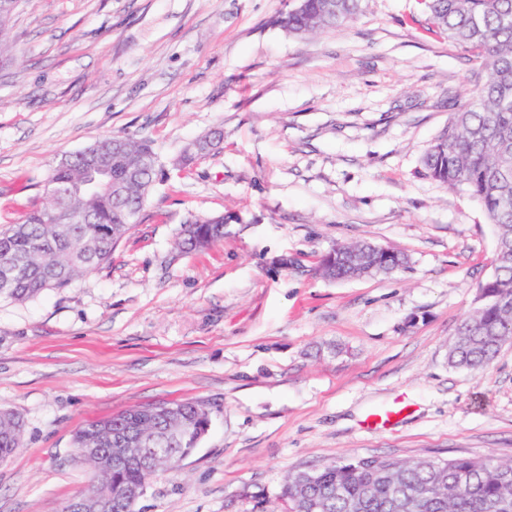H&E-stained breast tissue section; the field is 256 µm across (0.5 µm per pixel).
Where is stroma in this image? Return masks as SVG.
<instances>
[{
  "label": "stroma",
  "mask_w": 512,
  "mask_h": 512,
  "mask_svg": "<svg viewBox=\"0 0 512 512\" xmlns=\"http://www.w3.org/2000/svg\"><path fill=\"white\" fill-rule=\"evenodd\" d=\"M292 6L20 0L0 39V225L96 139L148 141L160 171L110 262L0 300V409L26 428L0 512H64L88 481L75 430L161 401L202 402L211 423L141 512H256L289 473L353 456L512 462V343L481 371L448 365L495 230L422 164L482 65L428 32L417 0H366L302 36L282 23ZM214 131L218 152L177 166ZM191 214L223 215V242L182 253ZM355 242L408 264L325 279L322 258Z\"/></svg>",
  "instance_id": "stroma-1"
}]
</instances>
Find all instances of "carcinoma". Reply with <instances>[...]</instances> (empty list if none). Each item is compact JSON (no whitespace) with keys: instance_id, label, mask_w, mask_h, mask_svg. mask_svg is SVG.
Here are the masks:
<instances>
[{"instance_id":"carcinoma-1","label":"carcinoma","mask_w":512,"mask_h":512,"mask_svg":"<svg viewBox=\"0 0 512 512\" xmlns=\"http://www.w3.org/2000/svg\"><path fill=\"white\" fill-rule=\"evenodd\" d=\"M364 0H302L285 24L297 35L334 30L363 12ZM430 26L461 49L482 59L484 72L462 108L430 145L426 173L451 188L466 191L495 226L494 276L478 285L481 300L463 320L448 347V364L482 370L502 345L512 340V0H418ZM121 154L111 156L112 182L119 191L90 194L75 190L89 172L87 150L56 164L47 181L60 193L32 209L19 224L0 229V299L24 302L50 288H66L112 258L129 233L155 182L158 160L145 140L116 135ZM74 220L52 224L49 212ZM224 239V215L192 216L177 242L184 251ZM325 277H348L345 261L326 258ZM169 419L132 407L79 427L73 435L77 461L83 450L108 455L124 438L141 433L142 455L115 473L89 468L88 485L116 493L150 477L148 464L198 446L211 412L198 401L178 402ZM22 419L0 410V464L22 447ZM301 472L288 476L285 512H512V464L471 458L399 462L388 457H350L318 469L303 487Z\"/></svg>"}]
</instances>
